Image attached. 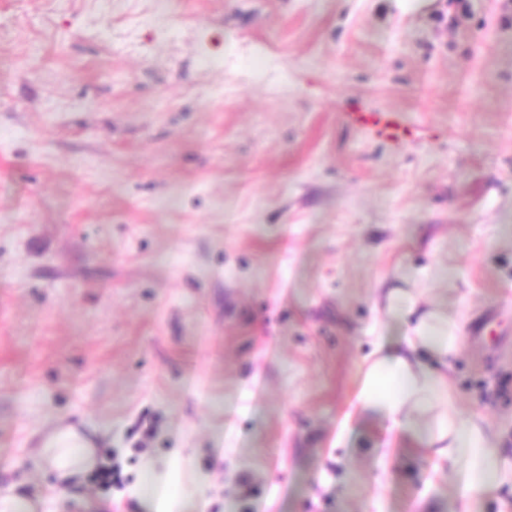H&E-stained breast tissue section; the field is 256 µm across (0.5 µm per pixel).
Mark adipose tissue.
I'll list each match as a JSON object with an SVG mask.
<instances>
[{"mask_svg": "<svg viewBox=\"0 0 512 512\" xmlns=\"http://www.w3.org/2000/svg\"><path fill=\"white\" fill-rule=\"evenodd\" d=\"M375 305L386 316L403 320L405 332L396 341L379 343L366 358L358 396L361 411L410 435L429 455L447 463L461 496L488 494L501 478L496 439L480 418L458 411L448 379L462 345L459 324L446 311L423 304L417 288L381 289ZM38 461L62 490L99 463L93 443L65 426L42 439ZM142 480L139 491L149 497L153 512H191L208 477L194 468L188 480H181L178 466L148 456Z\"/></svg>", "mask_w": 512, "mask_h": 512, "instance_id": "1", "label": "adipose tissue"}]
</instances>
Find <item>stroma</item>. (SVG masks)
<instances>
[{
    "instance_id": "stroma-1",
    "label": "stroma",
    "mask_w": 512,
    "mask_h": 512,
    "mask_svg": "<svg viewBox=\"0 0 512 512\" xmlns=\"http://www.w3.org/2000/svg\"><path fill=\"white\" fill-rule=\"evenodd\" d=\"M402 276L512 463V0H0V489L150 512L177 450L206 512H512L358 411ZM62 420L111 482L54 495ZM355 115L360 124L372 128L382 139L396 141L411 135L410 130L399 121L385 115L373 112H356Z\"/></svg>"
}]
</instances>
